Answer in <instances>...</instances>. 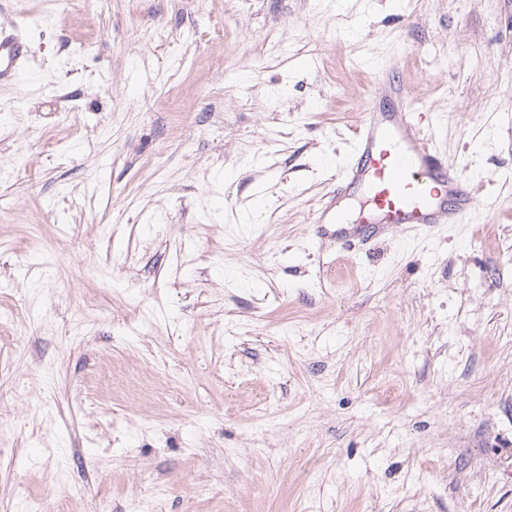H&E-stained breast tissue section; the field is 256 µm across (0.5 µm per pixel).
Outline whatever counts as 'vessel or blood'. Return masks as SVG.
Returning a JSON list of instances; mask_svg holds the SVG:
<instances>
[{"instance_id": "obj_1", "label": "vessel or blood", "mask_w": 512, "mask_h": 512, "mask_svg": "<svg viewBox=\"0 0 512 512\" xmlns=\"http://www.w3.org/2000/svg\"><path fill=\"white\" fill-rule=\"evenodd\" d=\"M26 56L20 26L0 29V81L20 79ZM409 102L400 72L380 68L349 164L314 215L315 223L335 225L337 247L403 226L458 224L481 207L470 179L420 133Z\"/></svg>"}]
</instances>
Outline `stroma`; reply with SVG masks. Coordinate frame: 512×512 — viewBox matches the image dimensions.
<instances>
[{"instance_id": "1", "label": "stroma", "mask_w": 512, "mask_h": 512, "mask_svg": "<svg viewBox=\"0 0 512 512\" xmlns=\"http://www.w3.org/2000/svg\"><path fill=\"white\" fill-rule=\"evenodd\" d=\"M0 512H512V0H0ZM485 208L337 251L378 66ZM11 32L0 28V81L18 80L22 76L21 63L27 56V45L21 27L10 25Z\"/></svg>"}]
</instances>
